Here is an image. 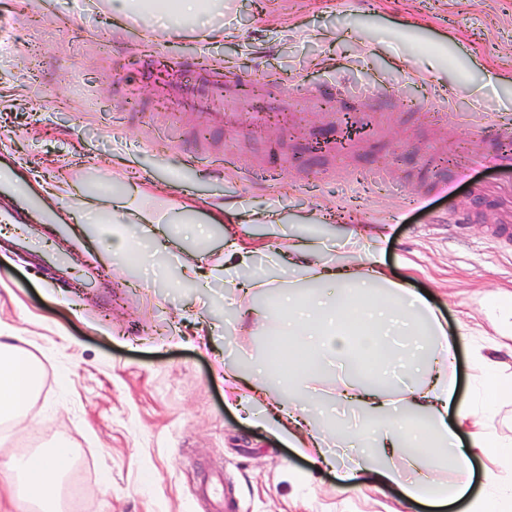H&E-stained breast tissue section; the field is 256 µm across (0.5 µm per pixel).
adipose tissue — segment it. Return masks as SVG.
<instances>
[{
  "instance_id": "obj_1",
  "label": "adipose tissue",
  "mask_w": 512,
  "mask_h": 512,
  "mask_svg": "<svg viewBox=\"0 0 512 512\" xmlns=\"http://www.w3.org/2000/svg\"><path fill=\"white\" fill-rule=\"evenodd\" d=\"M325 248L321 239L290 248L288 270L295 285L281 289V303L272 312L290 344L298 346L310 364L334 361L349 369L365 365L372 376L418 365V347H409L399 356L393 353L389 340L394 336L428 337L434 359L432 372L408 388L403 399L405 412L400 416L391 412V395L377 389L371 379L350 373L343 379L336 398L359 410L366 429L355 438L359 450L354 465L337 474L342 489H351L369 473L379 482L400 485L411 501L443 505L462 500L466 512H512V469L490 467L482 491L471 494L468 454L469 449L479 450L490 464L512 457V436H504L486 423L487 416L512 406V377L504 375L501 362L483 346L472 345L470 363L478 375L471 379L466 399L458 400L456 338L449 335L426 299L383 274L382 242L364 244L355 260L333 266L322 259ZM330 281L335 282L339 294L334 303L327 304L311 289ZM227 386L249 422L288 437L298 450H313L324 462L333 463L334 457L324 445L339 428L320 401H312L307 409L292 402L274 410L258 394L243 392L236 378H229ZM36 387L37 375L22 337L0 336V418L20 415ZM452 411L459 425L468 427V442H461L456 427L449 426ZM405 451L410 454L409 466L419 473L417 480H404L392 463ZM71 462L72 451L62 444L13 459L16 494L39 512H60V490ZM446 465L454 470V479L434 481V473Z\"/></svg>"
}]
</instances>
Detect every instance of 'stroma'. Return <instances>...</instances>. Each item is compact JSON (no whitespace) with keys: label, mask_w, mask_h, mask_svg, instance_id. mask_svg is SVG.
I'll list each match as a JSON object with an SVG mask.
<instances>
[{"label":"stroma","mask_w":512,"mask_h":512,"mask_svg":"<svg viewBox=\"0 0 512 512\" xmlns=\"http://www.w3.org/2000/svg\"><path fill=\"white\" fill-rule=\"evenodd\" d=\"M209 5L201 26L153 24L111 0H0V213L26 208L32 239L0 259V334L23 337L41 368L24 415L0 420V512H32L8 462L58 443L73 451L64 512H464L405 502L370 475L340 490L335 470L229 406L224 375L274 402L300 398L266 368L279 337L266 313L288 285L289 242L350 232L383 237L387 272L458 336L466 396L470 344L494 335L486 300L512 291V245L489 232L512 225V0ZM157 57L236 82V121L177 109ZM271 93L287 109L263 111ZM348 120L363 138L307 151L316 128ZM131 183L164 197L170 220L148 235L126 225L121 252L112 200ZM60 185L78 198L50 195ZM331 210L345 223L312 230ZM230 236L245 250L240 276L271 287L245 298L217 272L183 277L190 260L223 266ZM46 247L61 269L37 267ZM214 479L220 509L196 494Z\"/></svg>","instance_id":"stroma-1"}]
</instances>
